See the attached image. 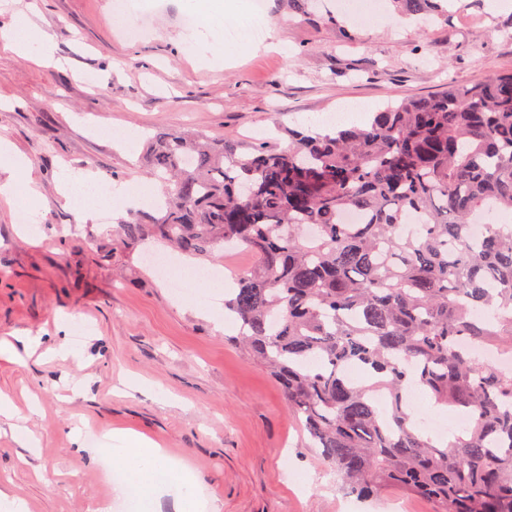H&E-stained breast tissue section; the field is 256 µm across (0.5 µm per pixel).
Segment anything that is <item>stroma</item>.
<instances>
[{
	"label": "stroma",
	"instance_id": "stroma-1",
	"mask_svg": "<svg viewBox=\"0 0 512 512\" xmlns=\"http://www.w3.org/2000/svg\"><path fill=\"white\" fill-rule=\"evenodd\" d=\"M113 0H0V39L19 19L51 39L60 67L0 47V138L28 161L0 201V341L52 336L71 317L76 354L0 355V394L15 400L18 425L36 445L20 447L0 424V484L29 512H100L110 487L103 465L77 449L71 429L91 438L128 432L164 448L193 477L195 495L220 512H435L431 501L388 488L372 501L344 494L330 466L306 448L270 374L226 343L224 291L205 318L162 280L151 256L180 254L150 236L121 235L119 216L77 223L59 194L66 170H90L129 187L153 183L141 163L146 137L191 129L211 137L288 145L277 125L311 128L328 114L370 113L447 85L512 72V8L448 0L426 27L367 6L298 13L267 0L265 34L254 52L222 31L186 23L215 0H133L124 17ZM40 193L27 196L28 186ZM37 219L22 230L21 208Z\"/></svg>",
	"mask_w": 512,
	"mask_h": 512
}]
</instances>
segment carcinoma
<instances>
[{
    "instance_id": "obj_1",
    "label": "carcinoma",
    "mask_w": 512,
    "mask_h": 512,
    "mask_svg": "<svg viewBox=\"0 0 512 512\" xmlns=\"http://www.w3.org/2000/svg\"><path fill=\"white\" fill-rule=\"evenodd\" d=\"M391 2L424 20L445 13V0ZM288 138L280 150L157 134L146 160L165 206L122 235L254 256L229 273L227 341L280 385L343 491L396 486L438 512H512V371L461 346L512 358V230L498 220L512 215V74ZM352 211L364 222L343 223ZM413 215L420 229L405 235ZM347 367L379 379L355 382ZM411 384L465 418L454 440L409 426Z\"/></svg>"
}]
</instances>
